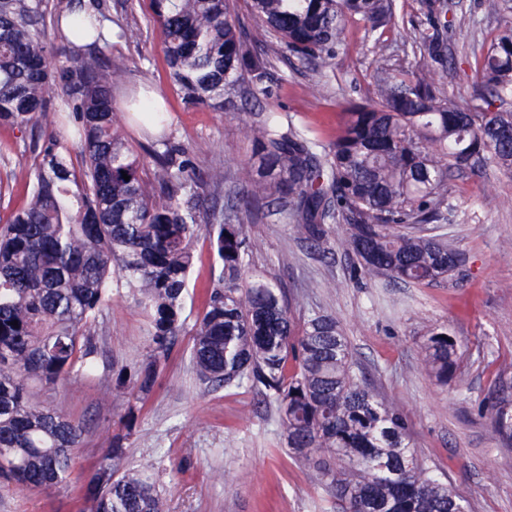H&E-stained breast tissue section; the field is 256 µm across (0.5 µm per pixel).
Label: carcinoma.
Instances as JSON below:
<instances>
[{
    "instance_id": "cac0c4a2",
    "label": "carcinoma",
    "mask_w": 512,
    "mask_h": 512,
    "mask_svg": "<svg viewBox=\"0 0 512 512\" xmlns=\"http://www.w3.org/2000/svg\"><path fill=\"white\" fill-rule=\"evenodd\" d=\"M424 4L427 27L415 34L416 48L441 58L447 5ZM149 7L171 76L191 105L222 101L244 82L273 98L277 79L254 53L258 46L274 41L277 51L322 67L344 47L347 19L374 32L391 17L389 0H252L261 25L248 38L230 0H149ZM47 14L46 0H0V126L27 128L58 86L82 136L76 163L57 134L45 135L29 202L0 230V477L41 490L70 482L82 426L34 400L28 380L54 385L95 374L91 329L114 288L139 297L150 318L154 354L135 371L133 389L139 401L152 391L158 360L183 327L195 241L208 224L221 271L194 328L199 377L274 399L290 453L313 468L341 512H465L463 497L419 458L406 419L356 374L336 317L315 313L298 323L275 278L247 275L252 244L240 213L271 202L318 247L331 225H344L341 245L365 277L414 285L447 278L459 252L420 229L452 222L449 175L512 171V0H501L497 33L465 102L449 98L430 69H388L375 99L341 112L327 146L284 127L271 110L250 126L253 162L223 212L205 201L224 170L201 174L179 150L154 154L151 168L120 134L111 83L122 68L110 76L104 69L100 20L72 22L89 51L55 60L41 38ZM135 117L152 127L164 122L148 104ZM422 352L429 375L448 382L456 340L434 333ZM491 419L512 444V402L498 401ZM125 456L124 437L113 436L82 485L80 512H165L149 470L124 467Z\"/></svg>"
}]
</instances>
